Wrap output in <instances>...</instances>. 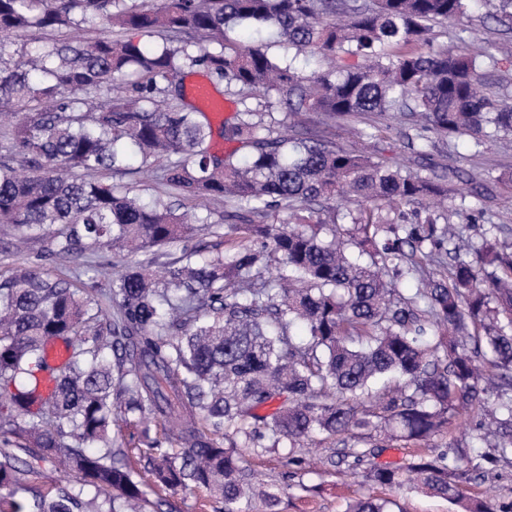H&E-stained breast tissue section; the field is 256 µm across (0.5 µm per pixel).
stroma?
Returning <instances> with one entry per match:
<instances>
[{
  "label": "stroma",
  "instance_id": "obj_1",
  "mask_svg": "<svg viewBox=\"0 0 512 512\" xmlns=\"http://www.w3.org/2000/svg\"><path fill=\"white\" fill-rule=\"evenodd\" d=\"M464 29L467 42L484 47L501 61L502 69L512 70V19L505 17L494 6L478 0L471 6L467 18L452 20L446 25L436 26V42L446 40V34ZM226 35L230 40H244L262 46L269 57L278 62H294L302 72H309L305 56L296 55L288 43L268 34L257 35L250 23L230 26ZM381 127L383 134L372 146L390 162L418 171L422 161L407 144L408 124L386 121L374 115H358L348 123L336 125L320 114L303 112L294 114L278 108L273 112L274 131H286L295 137L324 135L346 148H361L365 142L361 132L371 126ZM431 177L446 191L449 203L466 202L471 208L483 210L489 218L481 232H467L457 240L456 248L465 259H473L474 251L483 238L499 239L512 244V149L489 142L474 147L470 137L463 136L449 142L437 143L431 149ZM50 246L49 236L26 242H18L13 231L0 225V274L7 276L15 268L35 260L41 261L49 273L60 270L58 260L45 259ZM454 446L465 458L475 461L484 453L483 445L471 442L468 422H461L447 435L434 438L428 445L395 443L393 447L380 450L374 462L404 465L413 455L435 454L446 446ZM360 443L343 446L328 439L317 445L313 456L315 469L290 475L286 465L285 449H277L262 455H248L250 467L261 473L265 480L286 486L281 497L279 512H345L351 499L374 495L389 498L399 503L404 512H460L458 505L447 500L415 493L405 489H389L372 484L366 478L371 463H355L354 454L363 452ZM465 496L483 497L496 502L512 500V464H503L486 471L482 477L461 484ZM151 512H215L219 503L203 488H192L177 492L150 493Z\"/></svg>",
  "mask_w": 512,
  "mask_h": 512
}]
</instances>
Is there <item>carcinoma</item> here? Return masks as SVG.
<instances>
[{
	"mask_svg": "<svg viewBox=\"0 0 512 512\" xmlns=\"http://www.w3.org/2000/svg\"><path fill=\"white\" fill-rule=\"evenodd\" d=\"M472 0H0V224L20 241L50 235L49 255L87 274L89 255L144 259L78 288L39 265L0 279V512H143L141 471L162 489L204 486L224 512H278L282 490L238 452L306 448L326 439L374 448L426 442L478 406L470 438L512 461V247L483 240L479 260L449 245L479 216L460 206L423 223L383 214L442 195L432 178L324 138L273 136L249 108L221 124L249 149L243 165L210 148L204 110L182 75L203 68L265 108L411 122L420 156L435 141L477 147L512 137V108L490 98L497 64L448 44L432 25L467 16ZM274 28L329 67L304 75L225 37L230 25ZM159 37L162 45L152 38ZM187 197L234 200L255 219L213 224L104 178L127 153ZM368 207L342 229L333 202ZM281 206L296 222L263 221ZM210 242H193L196 225ZM182 243L157 271L153 248ZM414 281L402 291L398 280ZM306 327L303 339L290 334ZM53 339L70 354L41 397ZM277 406L261 414L271 403ZM168 426L134 468L112 428ZM463 466L445 451L370 467L375 485L459 504ZM45 471L74 480L42 491ZM371 495L347 512H393ZM464 512H512L472 500Z\"/></svg>",
	"mask_w": 512,
	"mask_h": 512,
	"instance_id": "1",
	"label": "carcinoma"
}]
</instances>
